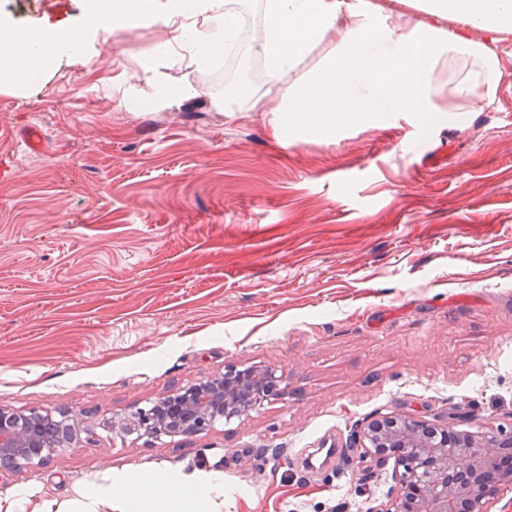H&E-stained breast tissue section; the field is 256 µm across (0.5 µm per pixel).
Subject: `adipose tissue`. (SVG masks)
Wrapping results in <instances>:
<instances>
[{
    "mask_svg": "<svg viewBox=\"0 0 512 512\" xmlns=\"http://www.w3.org/2000/svg\"><path fill=\"white\" fill-rule=\"evenodd\" d=\"M173 37L156 40L155 63L143 67L141 96L165 104L192 85L169 69L208 67L213 48L236 35L239 17L229 0H140ZM409 13H387L375 0H263L252 16L248 47L265 64L270 86L263 98L241 87L237 111L294 113L306 128L347 120L371 124L384 113L399 116L477 112L494 97L500 59L485 34L512 31V0H408ZM467 31L449 34L445 20ZM8 43L0 57V91H30V75L46 64L76 59L77 37L61 26L36 29L0 20ZM381 44L371 52L372 44Z\"/></svg>",
    "mask_w": 512,
    "mask_h": 512,
    "instance_id": "ef3b65f1",
    "label": "adipose tissue"
}]
</instances>
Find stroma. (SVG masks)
Segmentation results:
<instances>
[{"label":"stroma","mask_w":512,"mask_h":512,"mask_svg":"<svg viewBox=\"0 0 512 512\" xmlns=\"http://www.w3.org/2000/svg\"><path fill=\"white\" fill-rule=\"evenodd\" d=\"M23 25L88 28L87 0H0ZM154 31L86 41L35 95L0 93V408L66 412L93 440L0 479L14 512H119L88 483L221 477L179 512H368L388 484L349 446L386 413L512 428V32L482 111L344 123L220 112L255 78L192 73V97L125 107ZM40 125L43 151L22 141ZM253 364L279 396L208 433H113L177 386ZM337 449L323 463L321 449Z\"/></svg>","instance_id":"1"}]
</instances>
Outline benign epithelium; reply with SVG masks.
<instances>
[{
	"label": "benign epithelium",
	"instance_id": "benign-epithelium-1",
	"mask_svg": "<svg viewBox=\"0 0 512 512\" xmlns=\"http://www.w3.org/2000/svg\"><path fill=\"white\" fill-rule=\"evenodd\" d=\"M278 378L268 367L229 369L203 381L179 387L140 408L130 417L112 420L127 435L160 440L199 435L223 420L248 415L278 395ZM44 415L0 409V479L22 469L34 470L59 448L92 439L94 431L73 415L58 421L59 440L45 442L37 434ZM466 415L448 414L446 427L421 416L387 414L373 418L354 433L353 444L383 469L394 460L387 497L375 512H491L497 486L476 489L480 474L495 459V449L512 446V434L493 430H461Z\"/></svg>",
	"mask_w": 512,
	"mask_h": 512
}]
</instances>
